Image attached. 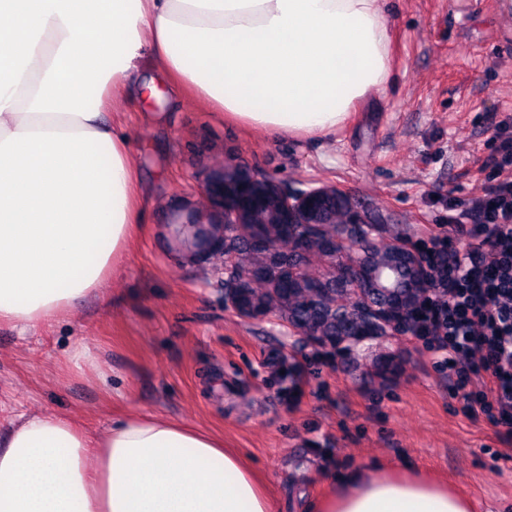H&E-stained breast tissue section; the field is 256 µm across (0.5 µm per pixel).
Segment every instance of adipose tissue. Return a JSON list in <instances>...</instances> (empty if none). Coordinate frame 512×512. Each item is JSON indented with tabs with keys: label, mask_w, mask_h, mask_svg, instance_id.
<instances>
[{
	"label": "adipose tissue",
	"mask_w": 512,
	"mask_h": 512,
	"mask_svg": "<svg viewBox=\"0 0 512 512\" xmlns=\"http://www.w3.org/2000/svg\"><path fill=\"white\" fill-rule=\"evenodd\" d=\"M384 0H0V324L50 326L141 227L114 94L192 88L225 118L326 136L389 82ZM150 50L153 66L138 60ZM0 512H274L211 432L130 416L100 436L34 414L0 431ZM308 512H472L415 475L354 477Z\"/></svg>",
	"instance_id": "1"
}]
</instances>
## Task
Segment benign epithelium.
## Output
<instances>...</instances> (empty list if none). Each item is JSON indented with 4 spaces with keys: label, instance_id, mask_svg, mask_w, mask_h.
Segmentation results:
<instances>
[{
    "label": "benign epithelium",
    "instance_id": "1",
    "mask_svg": "<svg viewBox=\"0 0 512 512\" xmlns=\"http://www.w3.org/2000/svg\"><path fill=\"white\" fill-rule=\"evenodd\" d=\"M199 190L207 218L179 225L181 245L199 260L224 256V310L244 321H269L334 361L351 358L364 343L415 337L414 309L439 293L417 250L384 237L359 219L334 185L290 190L264 173L226 164L205 172ZM246 237L263 266L238 260ZM334 258L331 271L312 277L303 259L312 251ZM280 394L297 389L300 365L292 346L265 357Z\"/></svg>",
    "mask_w": 512,
    "mask_h": 512
}]
</instances>
